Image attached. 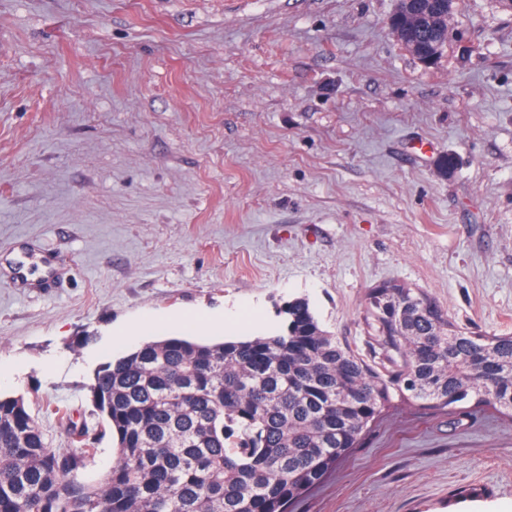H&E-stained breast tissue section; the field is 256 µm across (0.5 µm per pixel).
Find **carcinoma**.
<instances>
[{
  "mask_svg": "<svg viewBox=\"0 0 512 512\" xmlns=\"http://www.w3.org/2000/svg\"><path fill=\"white\" fill-rule=\"evenodd\" d=\"M397 41L438 55L448 0H398ZM273 336L206 343L164 337L104 363L89 385L98 427L70 423L80 451L48 446L21 397L0 396V512H288L390 409L512 420V333L467 332L425 292L370 289L369 360L322 329L304 299ZM117 462L79 479L95 444ZM97 453L94 462L81 475V479L90 484L98 485L104 475L117 461L116 449L107 436L96 444Z\"/></svg>",
  "mask_w": 512,
  "mask_h": 512,
  "instance_id": "carcinoma-1",
  "label": "carcinoma"
}]
</instances>
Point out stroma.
<instances>
[{"mask_svg":"<svg viewBox=\"0 0 512 512\" xmlns=\"http://www.w3.org/2000/svg\"><path fill=\"white\" fill-rule=\"evenodd\" d=\"M397 4L0 0V394L50 448L108 360L298 298L361 354L386 281L512 333V11L463 0L427 64ZM290 512H512V422L401 407Z\"/></svg>","mask_w":512,"mask_h":512,"instance_id":"35a3bbf8","label":"stroma"}]
</instances>
